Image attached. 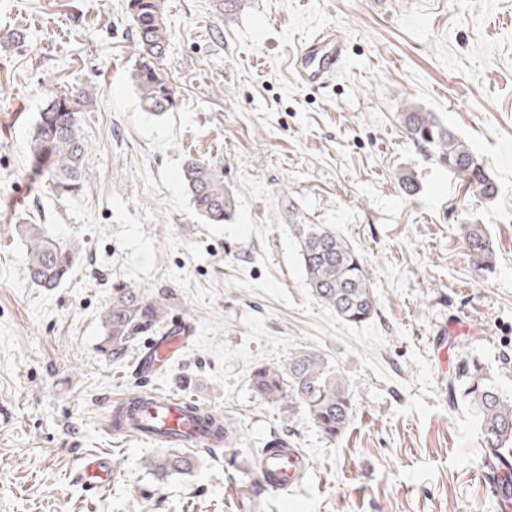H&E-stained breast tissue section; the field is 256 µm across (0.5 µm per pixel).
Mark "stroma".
Returning a JSON list of instances; mask_svg holds the SVG:
<instances>
[{
  "label": "stroma",
  "instance_id": "stroma-1",
  "mask_svg": "<svg viewBox=\"0 0 512 512\" xmlns=\"http://www.w3.org/2000/svg\"><path fill=\"white\" fill-rule=\"evenodd\" d=\"M165 12L178 105L158 117L129 79L126 0H0V512H501L480 480L477 416L445 387L474 358L512 398V0H239L229 20L216 0H165ZM324 25L346 62L328 86L301 85L287 59ZM89 88V179L60 199L29 132L51 96ZM409 107L471 149L494 197L407 138ZM190 157L223 164L232 221L195 211L181 179ZM292 213L365 257L369 321L347 323L311 293ZM27 221L78 248L58 288L29 278ZM467 222L487 225L492 272L474 271ZM117 282L168 289L192 329L161 374L139 373L147 338L118 360L102 350ZM304 348L356 386L337 440L251 389L255 364ZM137 390L231 417L245 469L198 448L191 472L151 474L166 444L106 429L111 399ZM275 437L307 469L293 490L258 497L254 463ZM99 454L116 475L94 492L77 470Z\"/></svg>",
  "mask_w": 512,
  "mask_h": 512
}]
</instances>
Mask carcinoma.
I'll return each mask as SVG.
<instances>
[{"instance_id": "carcinoma-1", "label": "carcinoma", "mask_w": 512, "mask_h": 512, "mask_svg": "<svg viewBox=\"0 0 512 512\" xmlns=\"http://www.w3.org/2000/svg\"><path fill=\"white\" fill-rule=\"evenodd\" d=\"M127 10L136 29L137 59L130 78L145 111L156 115L176 107V95L160 61L173 38L164 0H127ZM87 89L51 97L33 127L29 151L45 167L47 187L59 198L79 194L86 183L84 157L89 145L80 132L79 116L93 105ZM400 122L414 144L440 166L466 179L476 194L490 198L496 186L468 146L441 124L431 112L399 113ZM182 181L197 213L212 224L233 219L236 200L224 185V168L189 158ZM290 228L300 243L306 283L312 294L350 323H362L376 313L373 283L362 255L325 224H301ZM31 240L27 268L40 288L59 287L75 263V247L46 237L36 225L25 229ZM462 241L475 271L489 269L495 259L491 237L483 224L461 225ZM169 316L167 296L151 294L123 283L112 285V302L102 314L105 330L103 351L119 358L134 339L155 331ZM255 395L272 405H288V411L303 410L326 438L334 440L349 425L354 411L353 384L333 371L315 351H301L283 365L258 364L252 371ZM448 397L460 398L475 409L484 439V467L512 475V401L499 393L487 369L471 361L457 367L448 381ZM211 428L224 435V447L238 441L235 422L224 417ZM195 456L174 451L149 461L154 474L183 473L194 466Z\"/></svg>"}]
</instances>
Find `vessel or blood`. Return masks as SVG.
Listing matches in <instances>:
<instances>
[{"instance_id": "1", "label": "vessel or blood", "mask_w": 512, "mask_h": 512, "mask_svg": "<svg viewBox=\"0 0 512 512\" xmlns=\"http://www.w3.org/2000/svg\"><path fill=\"white\" fill-rule=\"evenodd\" d=\"M345 60V43L334 28L325 27L304 39L288 65L299 82L321 86L335 79ZM134 405V419L125 432L146 436L173 446H207L214 440L201 424L209 408L166 394L148 393L138 400L113 399V407ZM305 471L304 455L297 448H278L258 460L257 477L269 489L286 491L298 483ZM78 473L86 486L103 490L112 483V462L100 456L85 457Z\"/></svg>"}]
</instances>
